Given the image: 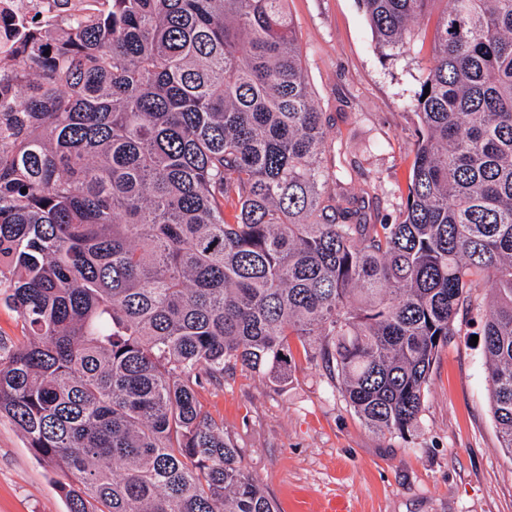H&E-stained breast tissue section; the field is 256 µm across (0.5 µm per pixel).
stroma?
Wrapping results in <instances>:
<instances>
[{"label": "stroma", "instance_id": "stroma-1", "mask_svg": "<svg viewBox=\"0 0 512 512\" xmlns=\"http://www.w3.org/2000/svg\"><path fill=\"white\" fill-rule=\"evenodd\" d=\"M328 148L355 181L376 180L360 207L394 218L406 194L416 118L410 101L429 55L428 31L393 58L374 48L358 0H288ZM461 312L431 372L415 432L380 435L350 410L320 360L299 342L288 382L236 368L198 389L205 411L242 450L246 471L278 512H512V459L499 446L482 346L483 288ZM60 472L0 420V512H67Z\"/></svg>", "mask_w": 512, "mask_h": 512}]
</instances>
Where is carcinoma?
<instances>
[{"label":"carcinoma","mask_w":512,"mask_h":512,"mask_svg":"<svg viewBox=\"0 0 512 512\" xmlns=\"http://www.w3.org/2000/svg\"><path fill=\"white\" fill-rule=\"evenodd\" d=\"M108 2L0 65V301L25 338H0V419L67 512H275L197 389L286 382L294 337L365 427L413 432L473 288L512 457V0H358L384 57L436 17L379 224L373 184L327 164L287 0Z\"/></svg>","instance_id":"cac0c4a2"}]
</instances>
